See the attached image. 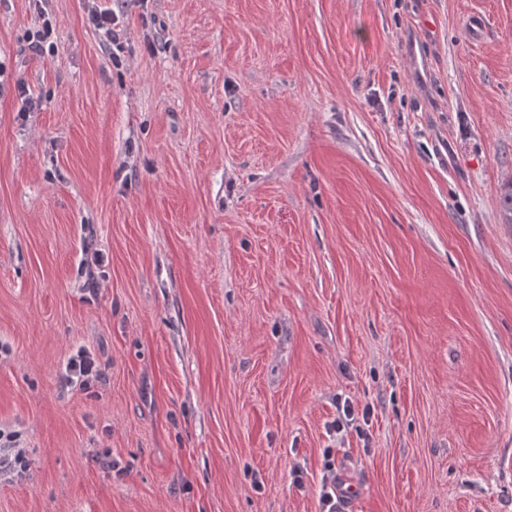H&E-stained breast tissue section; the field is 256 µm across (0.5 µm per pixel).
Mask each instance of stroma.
I'll return each mask as SVG.
<instances>
[{"mask_svg": "<svg viewBox=\"0 0 512 512\" xmlns=\"http://www.w3.org/2000/svg\"><path fill=\"white\" fill-rule=\"evenodd\" d=\"M510 183L512 0H0V512H512ZM99 375L96 361L86 350H78L65 366L64 381L67 385L86 388ZM14 438H15V435L11 434V433H7L5 434L4 432H2L0 430V468L2 469L3 468H8L10 470H13V471H17V472H23V470H25L26 468V461H25V457L23 456L22 452H20L19 450L14 452L13 454L11 455H2V447H3V451L9 449V448H12L10 447V443H12L14 441ZM5 440L4 442V445L2 446V440ZM6 443H8V445L6 446ZM330 474L324 479L322 491L320 494L321 512H339L338 502L339 494L336 492V474H334L335 464L328 463Z\"/></svg>", "mask_w": 512, "mask_h": 512, "instance_id": "1", "label": "stroma"}]
</instances>
